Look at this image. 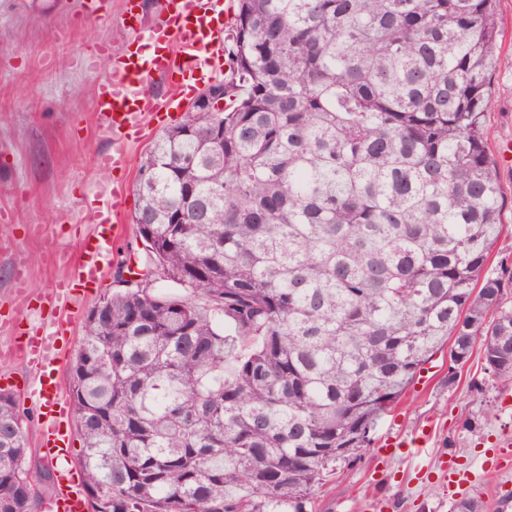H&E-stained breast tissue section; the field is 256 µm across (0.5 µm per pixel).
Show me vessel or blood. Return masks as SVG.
Here are the masks:
<instances>
[{
    "label": "vessel or blood",
    "mask_w": 512,
    "mask_h": 512,
    "mask_svg": "<svg viewBox=\"0 0 512 512\" xmlns=\"http://www.w3.org/2000/svg\"><path fill=\"white\" fill-rule=\"evenodd\" d=\"M234 2L163 0L156 20L140 28L136 49L119 57L97 87V120L101 130L112 136L111 148L98 157L100 164L115 169L128 166V140L149 136L158 113L178 111L185 86L196 87L223 75L228 57L222 18L230 14ZM157 78L165 81V92L147 90V83ZM126 198L122 185L81 194L80 210L93 228L80 238L78 253L70 261L71 274L40 294L41 325H29L16 338V347L34 374L31 395L41 410V446L55 468L49 512L86 509L84 488L73 477L67 453L70 431L62 423L68 409L54 366L62 357L71 306L99 284L112 266L113 221L122 215Z\"/></svg>",
    "instance_id": "b4317fda"
}]
</instances>
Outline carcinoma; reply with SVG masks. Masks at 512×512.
<instances>
[{
  "instance_id": "obj_1",
  "label": "carcinoma",
  "mask_w": 512,
  "mask_h": 512,
  "mask_svg": "<svg viewBox=\"0 0 512 512\" xmlns=\"http://www.w3.org/2000/svg\"><path fill=\"white\" fill-rule=\"evenodd\" d=\"M496 2L236 0L224 107L138 162L143 266L186 294L103 296L69 368L89 512H308L449 339L512 385ZM26 431L0 392V512L39 508Z\"/></svg>"
}]
</instances>
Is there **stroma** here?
<instances>
[{
  "mask_svg": "<svg viewBox=\"0 0 512 512\" xmlns=\"http://www.w3.org/2000/svg\"><path fill=\"white\" fill-rule=\"evenodd\" d=\"M126 0H102L96 19L84 17L85 0H0V374L12 376L15 397L36 442L37 406L24 388L32 373L12 354L10 319H34L16 291L23 272L27 291L40 295L67 277L59 253H75L90 224L75 225L82 192L110 180L97 154L112 141L98 127L96 83L104 57H89L98 43L114 55L130 48L132 34L121 18ZM504 29L492 77L494 107L488 115V146L497 163L505 206L501 237L490 271L512 266V0H500ZM118 287L106 275L101 288L81 298L69 342L58 367L66 377L84 335V318L100 296ZM512 440V386L492 381L483 356L473 352L456 380L448 378V355L427 362L401 399L379 421L367 448L339 466L319 488L313 512H450L454 497L478 498L483 512H512V469L484 461L486 449ZM395 453H386L387 444ZM455 458L467 479L449 493L441 460Z\"/></svg>",
  "mask_w": 512,
  "mask_h": 512,
  "instance_id": "obj_1",
  "label": "stroma"
}]
</instances>
